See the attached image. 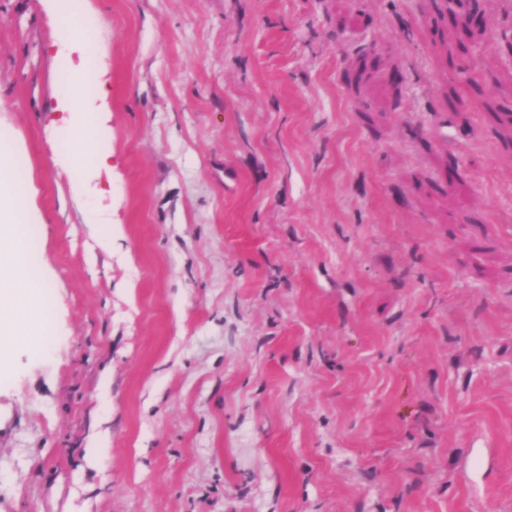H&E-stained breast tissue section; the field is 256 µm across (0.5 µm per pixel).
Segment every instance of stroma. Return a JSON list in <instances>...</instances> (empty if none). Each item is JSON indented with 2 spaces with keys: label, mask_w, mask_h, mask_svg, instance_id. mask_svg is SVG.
I'll return each instance as SVG.
<instances>
[{
  "label": "stroma",
  "mask_w": 512,
  "mask_h": 512,
  "mask_svg": "<svg viewBox=\"0 0 512 512\" xmlns=\"http://www.w3.org/2000/svg\"><path fill=\"white\" fill-rule=\"evenodd\" d=\"M487 13L475 90L428 0H0L49 336L0 370V512H512ZM84 112L104 164L60 145Z\"/></svg>",
  "instance_id": "stroma-1"
}]
</instances>
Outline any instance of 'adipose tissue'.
Listing matches in <instances>:
<instances>
[{
  "instance_id": "ef3b65f1",
  "label": "adipose tissue",
  "mask_w": 512,
  "mask_h": 512,
  "mask_svg": "<svg viewBox=\"0 0 512 512\" xmlns=\"http://www.w3.org/2000/svg\"><path fill=\"white\" fill-rule=\"evenodd\" d=\"M30 217L16 200L14 177L0 167V362L17 336L37 339L46 334L40 311L43 281L32 272L24 229Z\"/></svg>"
}]
</instances>
